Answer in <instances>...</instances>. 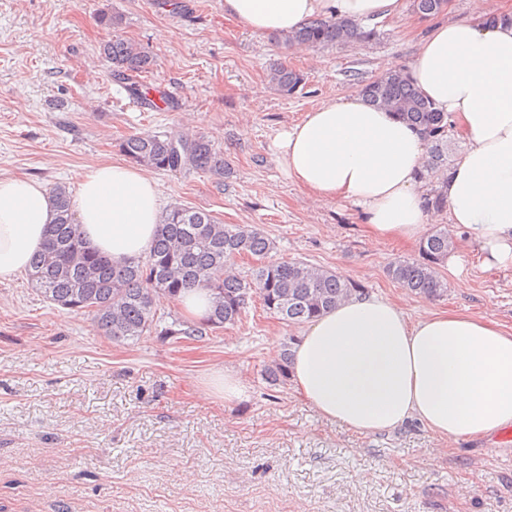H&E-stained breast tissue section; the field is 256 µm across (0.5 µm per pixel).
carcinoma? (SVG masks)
<instances>
[{
	"label": "carcinoma",
	"instance_id": "cac0c4a2",
	"mask_svg": "<svg viewBox=\"0 0 512 512\" xmlns=\"http://www.w3.org/2000/svg\"><path fill=\"white\" fill-rule=\"evenodd\" d=\"M447 0H412L413 10L423 17L440 12ZM377 30L353 20L317 19L282 37L285 43L325 48L357 44L375 38ZM100 54L111 64L112 76L132 80L148 73L154 58L140 45L113 36L100 45ZM269 78L284 96L302 85L303 75L280 65ZM365 100L384 107L418 128L428 144L422 178L448 179V114L436 109L410 79L404 68L390 70L360 84ZM131 162L170 173L201 171L224 176V158L211 140L200 133L134 134L118 144ZM55 217L49 225L44 249L27 268L30 284L49 303L65 310L88 313L98 330L112 341L124 343L152 332L192 338L205 328H224L241 318L248 300L256 298L263 310L288 324L307 323L336 307L362 286L321 266L301 261L270 259L272 239L251 225L225 224L210 212L184 205L171 206L162 217L149 253L115 264L112 259L86 246L80 225L71 209L72 193L57 183L51 189ZM456 248V239L446 228H436L420 242L419 258L389 266L388 276L412 293L439 297L447 289L438 268ZM254 261L250 274L240 277L230 270L224 277L215 271L235 265L238 258ZM204 288L213 298L203 323L179 317L169 323L156 315L162 299L176 300L188 288ZM290 353L267 368L272 382L289 375Z\"/></svg>",
	"mask_w": 512,
	"mask_h": 512
}]
</instances>
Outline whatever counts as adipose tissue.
Here are the masks:
<instances>
[{
  "mask_svg": "<svg viewBox=\"0 0 512 512\" xmlns=\"http://www.w3.org/2000/svg\"><path fill=\"white\" fill-rule=\"evenodd\" d=\"M405 8L406 0H224L226 17L259 34L316 18L380 23ZM503 14L433 25L410 68L466 142L444 187L448 220L489 266L512 263V5ZM270 150L314 197L358 205L373 237L412 242L429 220L426 140L360 91L324 99L278 131ZM72 208L89 245L118 264L149 252L162 219L149 169L122 162L81 173ZM53 219L46 187L0 177V283L26 269ZM291 377L322 419L362 434L415 420L443 439H473L512 425V332L464 310L413 319L390 299L351 296L306 324Z\"/></svg>",
  "mask_w": 512,
  "mask_h": 512,
  "instance_id": "ef3b65f1",
  "label": "adipose tissue"
}]
</instances>
